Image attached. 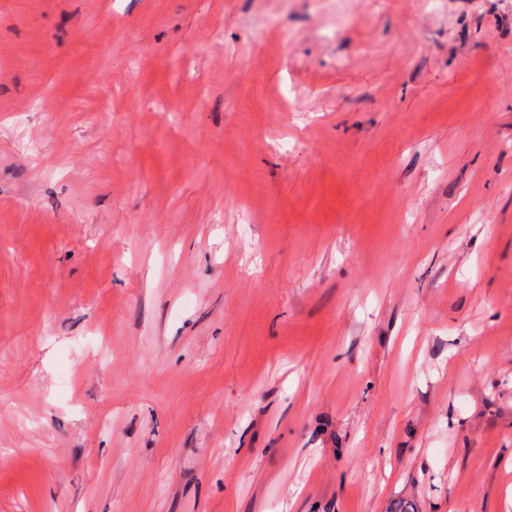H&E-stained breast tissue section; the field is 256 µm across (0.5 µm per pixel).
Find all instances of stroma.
Here are the masks:
<instances>
[{
	"mask_svg": "<svg viewBox=\"0 0 512 512\" xmlns=\"http://www.w3.org/2000/svg\"><path fill=\"white\" fill-rule=\"evenodd\" d=\"M0 512H512V0H0Z\"/></svg>",
	"mask_w": 512,
	"mask_h": 512,
	"instance_id": "1",
	"label": "stroma"
}]
</instances>
